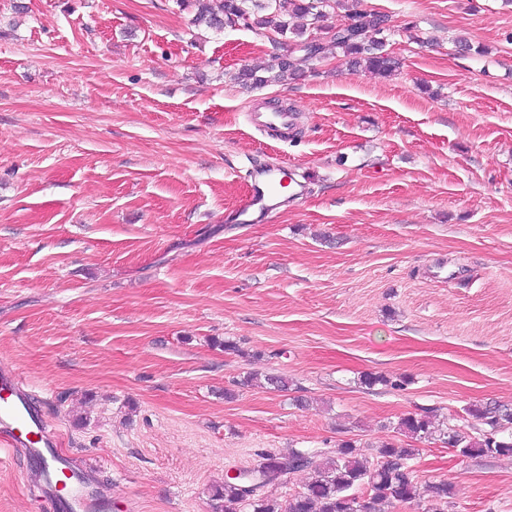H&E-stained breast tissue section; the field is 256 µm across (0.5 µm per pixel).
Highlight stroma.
<instances>
[{
  "label": "stroma",
  "mask_w": 512,
  "mask_h": 512,
  "mask_svg": "<svg viewBox=\"0 0 512 512\" xmlns=\"http://www.w3.org/2000/svg\"><path fill=\"white\" fill-rule=\"evenodd\" d=\"M362 3L393 75L332 49L247 92L235 74L281 53L263 30L175 0H0V364L112 512H215L258 452L371 457L405 414L467 433L465 407H512V0ZM270 101L294 135L251 124ZM256 162L303 188L242 224ZM416 446L447 512H512V457ZM35 468L0 462V512H41Z\"/></svg>",
  "instance_id": "obj_1"
}]
</instances>
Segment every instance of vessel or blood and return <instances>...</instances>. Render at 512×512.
<instances>
[{
    "label": "vessel or blood",
    "instance_id": "vessel-or-blood-1",
    "mask_svg": "<svg viewBox=\"0 0 512 512\" xmlns=\"http://www.w3.org/2000/svg\"><path fill=\"white\" fill-rule=\"evenodd\" d=\"M256 126L265 129H288L293 125L289 112H258ZM283 176L276 167H254L252 184L237 209L243 221L268 216L272 211L268 200ZM0 449L23 450L37 465V479L45 498L55 503L60 512H110L111 501L93 496L88 481L74 478L78 463L62 449L61 439L33 401L30 390L14 369L0 368Z\"/></svg>",
    "mask_w": 512,
    "mask_h": 512
}]
</instances>
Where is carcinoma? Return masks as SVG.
<instances>
[{
	"instance_id": "1",
	"label": "carcinoma",
	"mask_w": 512,
	"mask_h": 512,
	"mask_svg": "<svg viewBox=\"0 0 512 512\" xmlns=\"http://www.w3.org/2000/svg\"><path fill=\"white\" fill-rule=\"evenodd\" d=\"M178 7H197L192 18L196 25L221 30L226 23L256 26L274 43H288V55L274 58L267 76L244 68L235 76L245 90L267 83H283L310 62L318 60L324 46L308 35L336 9V0H176ZM350 25L333 32V42L348 59L350 67H363L378 74H390L400 62L385 51L384 32L388 17L357 8L347 15ZM474 420L476 436L454 426L436 432L429 411L400 418L397 430L407 438L440 441L456 449L462 457L512 456V410L497 404H472L465 408ZM419 449L385 442L375 458L359 453L345 441L334 450L295 449L286 454L259 453V464L241 469L236 477L212 489V497L224 502V512H377L382 502L420 505L424 497L448 503L452 485L445 480L423 485L416 480L410 461ZM310 470L315 477L285 502L262 493L266 487L282 483L284 477Z\"/></svg>"
}]
</instances>
